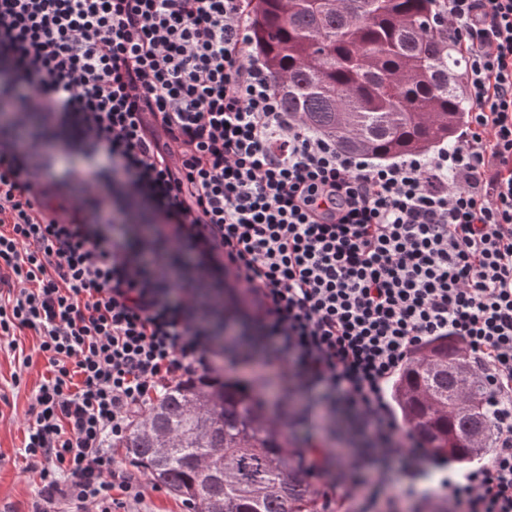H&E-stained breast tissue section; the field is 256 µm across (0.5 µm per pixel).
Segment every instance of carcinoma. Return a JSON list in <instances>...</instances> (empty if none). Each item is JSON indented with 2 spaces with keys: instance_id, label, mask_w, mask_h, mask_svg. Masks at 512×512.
I'll return each instance as SVG.
<instances>
[{
  "instance_id": "obj_1",
  "label": "carcinoma",
  "mask_w": 512,
  "mask_h": 512,
  "mask_svg": "<svg viewBox=\"0 0 512 512\" xmlns=\"http://www.w3.org/2000/svg\"><path fill=\"white\" fill-rule=\"evenodd\" d=\"M252 43L285 110L343 150L377 159L454 144L467 123L466 65L430 25L443 0H248ZM458 343L414 350L388 391L397 419L441 463L482 458L494 430L487 389L464 380ZM197 512H326L282 417L236 384L188 380L113 444Z\"/></svg>"
}]
</instances>
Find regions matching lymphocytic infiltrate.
Segmentation results:
<instances>
[{
	"label": "lymphocytic infiltrate",
	"instance_id": "lymphocytic-infiltrate-1",
	"mask_svg": "<svg viewBox=\"0 0 512 512\" xmlns=\"http://www.w3.org/2000/svg\"><path fill=\"white\" fill-rule=\"evenodd\" d=\"M445 4L468 125L377 162L284 109L247 0H0V341L33 330L52 367L24 444L34 512L142 501L112 443L218 358L320 422L341 499L387 512L391 463L414 482L427 450L384 390L435 336L467 348L497 428L443 498L512 512V0Z\"/></svg>",
	"mask_w": 512,
	"mask_h": 512
}]
</instances>
